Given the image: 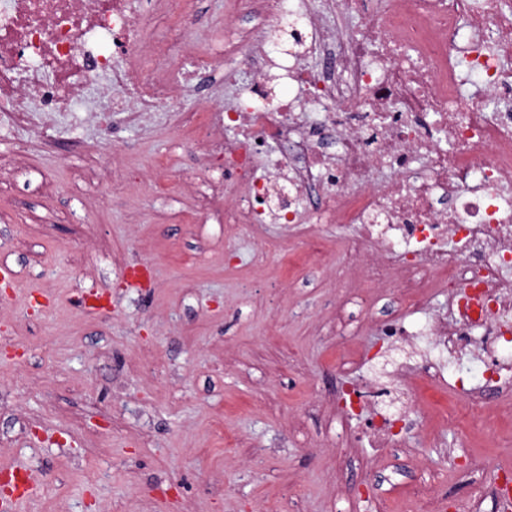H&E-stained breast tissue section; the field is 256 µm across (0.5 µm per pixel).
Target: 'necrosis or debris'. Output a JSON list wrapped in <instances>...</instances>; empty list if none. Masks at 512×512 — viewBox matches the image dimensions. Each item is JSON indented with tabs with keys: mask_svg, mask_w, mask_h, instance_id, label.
<instances>
[{
	"mask_svg": "<svg viewBox=\"0 0 512 512\" xmlns=\"http://www.w3.org/2000/svg\"><path fill=\"white\" fill-rule=\"evenodd\" d=\"M154 4L0 0V129L28 135L0 167L54 149L67 119L99 131L140 123L197 81L248 74L235 106L179 113L198 148L201 216L258 235L272 224L349 225L348 270L396 300L380 340L430 345L398 379L448 383L468 416L511 398L501 358L512 351V0H321L317 11L225 0L217 41L195 29L198 0ZM288 16L309 44L278 63L265 34ZM309 51L319 67L305 63ZM275 65L295 94L270 111L253 101ZM100 75L120 94L107 111L82 94ZM435 292L447 307L431 314ZM340 398L338 440L365 414L372 447L403 449L374 385Z\"/></svg>",
	"mask_w": 512,
	"mask_h": 512,
	"instance_id": "obj_1",
	"label": "necrosis or debris"
}]
</instances>
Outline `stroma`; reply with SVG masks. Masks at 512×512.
<instances>
[{
	"label": "stroma",
	"instance_id": "1",
	"mask_svg": "<svg viewBox=\"0 0 512 512\" xmlns=\"http://www.w3.org/2000/svg\"><path fill=\"white\" fill-rule=\"evenodd\" d=\"M169 114L120 128L102 151L118 185L102 183L71 142L32 151L0 189V487L14 512H426L417 487L468 512L490 475L474 457L512 465V421L448 431L431 447L429 409L412 406L411 455L378 457L363 437L343 467L331 420L346 330L391 385L422 345L382 357L361 303L341 304L336 265L287 269L305 225L264 238L188 223L196 153L177 146ZM165 163L162 197L127 172Z\"/></svg>",
	"mask_w": 512,
	"mask_h": 512
}]
</instances>
